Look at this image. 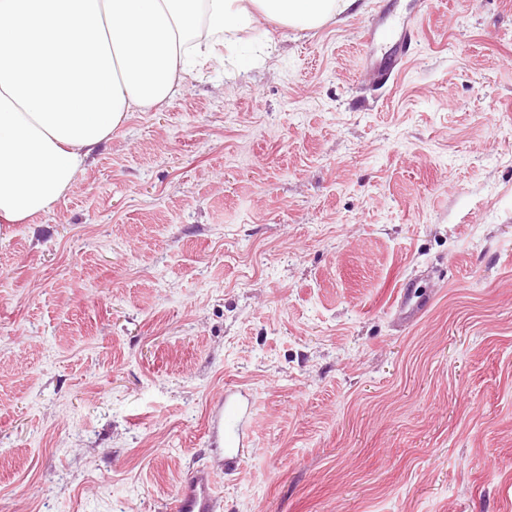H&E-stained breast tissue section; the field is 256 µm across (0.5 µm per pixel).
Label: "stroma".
I'll return each instance as SVG.
<instances>
[{
	"label": "stroma",
	"mask_w": 512,
	"mask_h": 512,
	"mask_svg": "<svg viewBox=\"0 0 512 512\" xmlns=\"http://www.w3.org/2000/svg\"><path fill=\"white\" fill-rule=\"evenodd\" d=\"M235 38L0 226V512H170L228 384L223 512H512V0ZM376 34L389 40L397 38L394 44V55L391 62L384 67L368 72L373 83L384 86L389 82L394 83L398 78L405 62L408 59V52L412 43L416 39L417 31L415 27L412 28L406 26L402 27L398 35H396L393 31L389 32L387 28L384 27L377 31L370 32V39L373 40ZM426 307V302L416 295L411 280H406L397 297L395 305L396 317L404 322L416 318Z\"/></svg>",
	"instance_id": "1"
}]
</instances>
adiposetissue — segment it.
<instances>
[{
  "label": "adipose tissue",
  "mask_w": 512,
  "mask_h": 512,
  "mask_svg": "<svg viewBox=\"0 0 512 512\" xmlns=\"http://www.w3.org/2000/svg\"><path fill=\"white\" fill-rule=\"evenodd\" d=\"M358 0H0V224L69 192L130 112L164 102L195 68L202 31L258 18L300 30Z\"/></svg>",
  "instance_id": "adipose-tissue-1"
}]
</instances>
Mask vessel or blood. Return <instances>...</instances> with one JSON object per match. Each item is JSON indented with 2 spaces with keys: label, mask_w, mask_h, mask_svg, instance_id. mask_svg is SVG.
<instances>
[{
  "label": "vessel or blood",
  "mask_w": 512,
  "mask_h": 512,
  "mask_svg": "<svg viewBox=\"0 0 512 512\" xmlns=\"http://www.w3.org/2000/svg\"><path fill=\"white\" fill-rule=\"evenodd\" d=\"M378 34L394 42L391 62L370 72L373 82L383 86L398 78L417 31L406 26L397 33L382 28ZM425 307V301L416 295L411 282H404L395 305L397 318L411 321ZM253 408L252 397L246 389L225 387L223 396L209 412L207 446L214 455V462L182 485L172 504L173 512H220L222 502L218 485L221 478L239 474L244 468L252 440Z\"/></svg>",
  "instance_id": "1"
}]
</instances>
